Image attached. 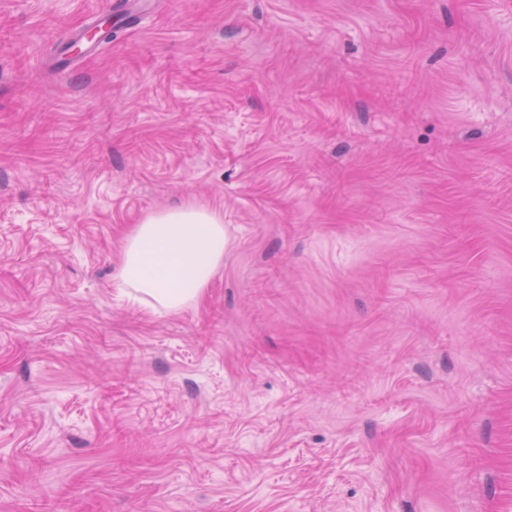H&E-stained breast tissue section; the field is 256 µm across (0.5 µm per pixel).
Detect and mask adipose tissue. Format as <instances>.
Wrapping results in <instances>:
<instances>
[{
    "mask_svg": "<svg viewBox=\"0 0 512 512\" xmlns=\"http://www.w3.org/2000/svg\"><path fill=\"white\" fill-rule=\"evenodd\" d=\"M224 247L217 209L187 205L147 215L124 241L118 287L153 311H181L200 301Z\"/></svg>",
    "mask_w": 512,
    "mask_h": 512,
    "instance_id": "ef3b65f1",
    "label": "adipose tissue"
}]
</instances>
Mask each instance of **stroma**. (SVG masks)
I'll return each mask as SVG.
<instances>
[{
  "instance_id": "1",
  "label": "stroma",
  "mask_w": 512,
  "mask_h": 512,
  "mask_svg": "<svg viewBox=\"0 0 512 512\" xmlns=\"http://www.w3.org/2000/svg\"><path fill=\"white\" fill-rule=\"evenodd\" d=\"M106 2L0 0V512H512V0ZM224 224L216 208L187 205L145 216L126 237L118 288L155 312L196 305L224 263Z\"/></svg>"
}]
</instances>
